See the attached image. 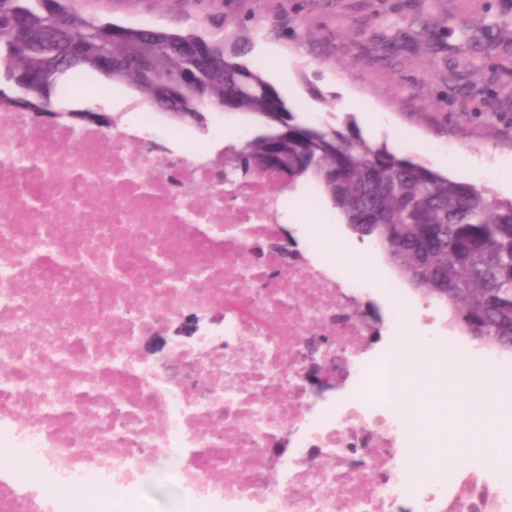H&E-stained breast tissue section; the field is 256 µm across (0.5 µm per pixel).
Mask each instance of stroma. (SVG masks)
Here are the masks:
<instances>
[{"label": "stroma", "instance_id": "obj_1", "mask_svg": "<svg viewBox=\"0 0 512 512\" xmlns=\"http://www.w3.org/2000/svg\"><path fill=\"white\" fill-rule=\"evenodd\" d=\"M117 21L152 17L157 28L237 32L253 42L249 65L298 121L352 123L372 142L452 178L488 167L485 186L512 197V0H81ZM121 117L179 128L198 143L233 128L242 145L257 129L227 112L207 129L175 126L127 92ZM447 144L451 153L432 152Z\"/></svg>", "mask_w": 512, "mask_h": 512}]
</instances>
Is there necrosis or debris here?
Wrapping results in <instances>:
<instances>
[{
	"instance_id": "obj_1",
	"label": "necrosis or debris",
	"mask_w": 512,
	"mask_h": 512,
	"mask_svg": "<svg viewBox=\"0 0 512 512\" xmlns=\"http://www.w3.org/2000/svg\"><path fill=\"white\" fill-rule=\"evenodd\" d=\"M152 124L115 133L0 117V512H57L61 488L137 495L168 468L191 495L256 512H444L422 481L392 362L355 311L371 294L305 237L277 248V175L222 179L223 161L160 160ZM192 315L156 355L139 343ZM347 393L302 379L321 331ZM196 375L178 383L170 366Z\"/></svg>"
}]
</instances>
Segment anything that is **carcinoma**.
I'll use <instances>...</instances> for the list:
<instances>
[{
  "mask_svg": "<svg viewBox=\"0 0 512 512\" xmlns=\"http://www.w3.org/2000/svg\"><path fill=\"white\" fill-rule=\"evenodd\" d=\"M48 14L39 0H0V114L29 118L57 112L99 115L73 107L89 96L87 82L105 90L122 83L143 102L182 125L205 129L220 110L261 122L225 162L243 174L272 168L273 146L284 151L285 186L311 182L359 237H369L416 290L448 305L450 322L464 335L512 354V198L484 185L455 180L425 163L373 143L355 126H311L297 121L260 70L242 61V37L208 32H170L122 25L85 13L74 0H56ZM191 40H207L212 51L197 64L181 54ZM112 54L104 74L98 58ZM196 69L199 82L178 80ZM492 485L464 481L447 512H499Z\"/></svg>",
  "mask_w": 512,
  "mask_h": 512,
  "instance_id": "1",
  "label": "carcinoma"
}]
</instances>
